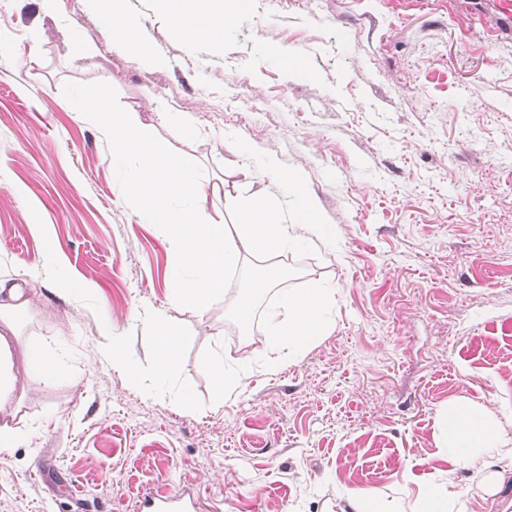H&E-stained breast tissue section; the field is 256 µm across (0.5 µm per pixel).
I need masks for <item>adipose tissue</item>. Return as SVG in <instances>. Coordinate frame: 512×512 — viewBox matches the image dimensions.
I'll return each mask as SVG.
<instances>
[{
	"mask_svg": "<svg viewBox=\"0 0 512 512\" xmlns=\"http://www.w3.org/2000/svg\"><path fill=\"white\" fill-rule=\"evenodd\" d=\"M125 2L88 0L101 24L110 31L113 47L133 51L141 65L155 67L156 56L134 44L136 21L127 14ZM158 2L169 14L174 29L185 39L197 43L218 40L225 22L246 12L250 6V0H193V9L182 11L175 7L177 0ZM328 298V289L319 286L283 293L278 307L270 313V347L275 349L285 343L300 351L327 335L330 324L324 308ZM31 307L29 289L0 280V452L19 447L30 438L29 431L13 422L11 402L19 378L55 381L61 377L55 360L41 341L27 345L23 363L15 361V320ZM440 433L449 458L472 469L480 466L479 449L489 447L498 439V428L493 422L476 408L458 403L449 404L440 423Z\"/></svg>",
	"mask_w": 512,
	"mask_h": 512,
	"instance_id": "obj_1",
	"label": "adipose tissue"
}]
</instances>
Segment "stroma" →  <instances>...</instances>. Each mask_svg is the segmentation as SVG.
<instances>
[{
  "mask_svg": "<svg viewBox=\"0 0 512 512\" xmlns=\"http://www.w3.org/2000/svg\"><path fill=\"white\" fill-rule=\"evenodd\" d=\"M126 8L159 67L114 49L85 0L51 16L0 0V278L35 290L15 356L42 341L66 374L18 384L33 436L0 453V512H141L143 493L177 490L199 512H352L360 492L417 512L433 487L449 512H512V457L456 467L439 436L458 401L512 439V0H252L211 44L180 37L156 0ZM68 82L109 83L223 184L209 212L278 191L230 135L300 171L338 244L278 253L297 274L262 308L323 285L330 332L272 371L268 322L245 343L229 318L238 282L206 312L173 305L176 258L122 202ZM34 222L62 247L55 269L38 265ZM60 278L80 290L55 293ZM106 312L121 372L101 360ZM146 315L183 339L163 381ZM218 356L243 393L218 395Z\"/></svg>",
  "mask_w": 512,
  "mask_h": 512,
  "instance_id": "35a3bbf8",
  "label": "stroma"
}]
</instances>
